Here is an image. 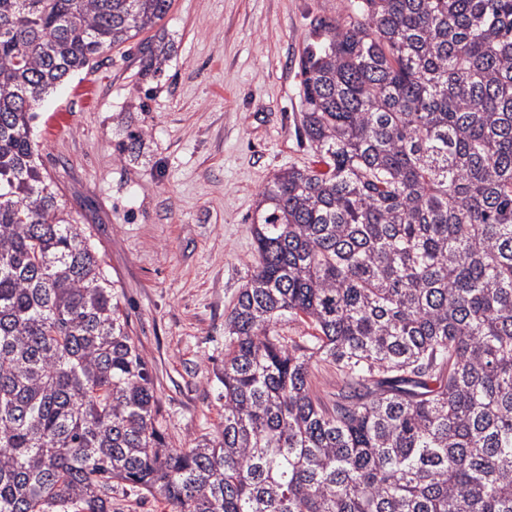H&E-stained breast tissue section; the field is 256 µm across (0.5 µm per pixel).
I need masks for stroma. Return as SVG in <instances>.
<instances>
[{"mask_svg":"<svg viewBox=\"0 0 512 512\" xmlns=\"http://www.w3.org/2000/svg\"><path fill=\"white\" fill-rule=\"evenodd\" d=\"M339 6L174 0L148 33L161 72L143 74L130 42L37 107L44 167L117 284L174 447L224 425V324L253 272L258 192L312 160L298 59L311 21ZM136 132L139 152H121Z\"/></svg>","mask_w":512,"mask_h":512,"instance_id":"1","label":"stroma"}]
</instances>
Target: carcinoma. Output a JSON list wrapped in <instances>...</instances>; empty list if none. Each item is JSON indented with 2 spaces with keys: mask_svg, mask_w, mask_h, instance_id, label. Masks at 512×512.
Segmentation results:
<instances>
[{
  "mask_svg": "<svg viewBox=\"0 0 512 512\" xmlns=\"http://www.w3.org/2000/svg\"><path fill=\"white\" fill-rule=\"evenodd\" d=\"M341 2L299 59L313 160L259 191L224 428L174 448L31 135L172 0H0V512H112L114 482L172 512H512V0Z\"/></svg>",
  "mask_w": 512,
  "mask_h": 512,
  "instance_id": "carcinoma-1",
  "label": "carcinoma"
}]
</instances>
